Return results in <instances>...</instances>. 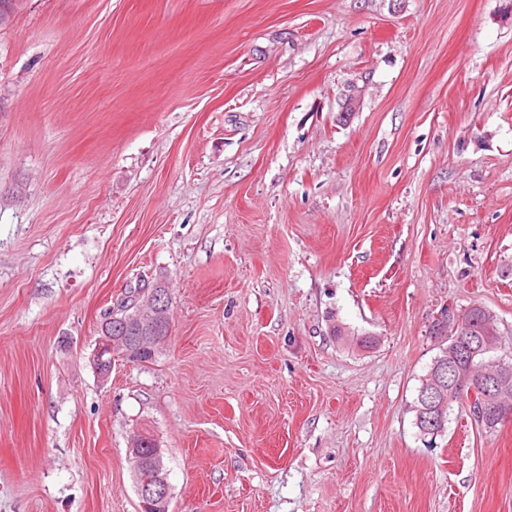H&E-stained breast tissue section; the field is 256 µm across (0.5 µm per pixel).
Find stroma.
I'll return each mask as SVG.
<instances>
[{"mask_svg":"<svg viewBox=\"0 0 512 512\" xmlns=\"http://www.w3.org/2000/svg\"><path fill=\"white\" fill-rule=\"evenodd\" d=\"M158 279L169 336L100 381ZM474 305L512 350V0L0 20V512H140L144 429L170 512H512V423L415 425L433 323ZM112 318H107L102 323L100 328V336L96 342L95 349L90 356V363L102 381H107L112 372V359L119 355L124 354L125 357L131 358L134 351L124 339V336H116L117 330L115 325L117 322L112 321Z\"/></svg>","mask_w":512,"mask_h":512,"instance_id":"stroma-1","label":"stroma"}]
</instances>
